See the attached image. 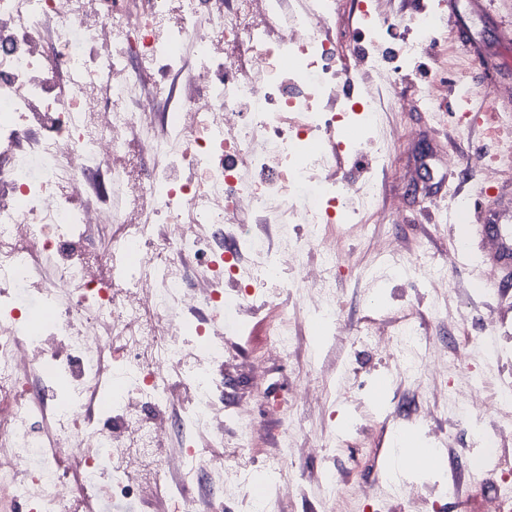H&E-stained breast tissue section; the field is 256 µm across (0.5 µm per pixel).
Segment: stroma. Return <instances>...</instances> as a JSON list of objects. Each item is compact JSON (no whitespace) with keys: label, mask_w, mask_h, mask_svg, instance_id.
Listing matches in <instances>:
<instances>
[{"label":"stroma","mask_w":512,"mask_h":512,"mask_svg":"<svg viewBox=\"0 0 512 512\" xmlns=\"http://www.w3.org/2000/svg\"><path fill=\"white\" fill-rule=\"evenodd\" d=\"M488 2V10L482 11L472 0H377L379 10L403 18L425 5L444 15L455 14L460 20V35L451 37L448 44L427 48L398 86L401 101L408 106L420 87H433L442 119L429 121L426 113L410 108L385 116L392 160L376 173L380 205L372 218L373 238L348 239L350 269L336 279L342 319L335 335L318 338L308 321L296 322L288 358H269L267 329L281 304L260 301L228 339L225 405L247 402L267 425L259 456L281 453L283 444H290L288 466L304 477L303 492L284 496L278 512H483L491 493L507 490L499 465L474 469L473 460L481 449L472 431L478 425L485 434L497 437L498 458L509 463L512 431L499 420L478 413L467 419L450 418L430 403L427 395L433 378L443 372L432 364L421 378L395 377L388 410H370L369 395L360 385L375 382L386 373V352L365 345L350 332L351 326L363 325L374 315L389 319L408 309L424 336L451 355L461 354L466 337H496L497 349L473 362L471 371L512 377V287L493 290L481 283L480 274L489 268V261L478 246L462 247L466 228L443 211L450 195L457 193L468 196L481 213L504 214L512 225V168H498L483 186L462 178L455 165L463 156L485 162L495 153V142L486 134L491 117L481 112L480 100L467 106L470 123L460 122L465 106L452 80L457 64L484 54L491 67L469 69L467 81L482 88L512 90V65L504 63L505 58H512V0ZM383 242L412 259L422 255L448 261L447 290L433 296L419 283L363 278L362 269L374 262ZM259 360L268 363V382L249 379L251 363ZM301 384L323 385L331 393L350 389L355 397L349 402L329 401L323 408L303 405L296 416L300 431L289 439L270 406L274 400L288 399ZM401 428L415 430L433 448H441L439 438L447 432H454L455 440L450 448H442L443 462L434 470L393 475L385 453ZM332 441L338 446L336 454L324 459L322 450ZM326 466L332 467L338 478L332 504L315 481ZM458 474L465 478L460 486L454 483ZM388 476L397 482H416L419 495L411 499L390 495L384 482ZM450 484L455 485V492L442 494V486Z\"/></svg>","instance_id":"obj_1"}]
</instances>
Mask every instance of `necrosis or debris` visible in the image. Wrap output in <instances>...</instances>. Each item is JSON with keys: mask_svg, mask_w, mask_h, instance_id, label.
Masks as SVG:
<instances>
[{"mask_svg": "<svg viewBox=\"0 0 512 512\" xmlns=\"http://www.w3.org/2000/svg\"><path fill=\"white\" fill-rule=\"evenodd\" d=\"M361 9L350 62L328 35L336 0H0V492L33 512L98 497L218 512L186 493L216 476L246 512H277L294 481L287 462L258 460L263 427L247 404L223 411L225 329L293 265L315 291L302 318L335 334L343 240L317 227L367 229L374 171L391 159L390 62L408 70L448 38L432 10ZM403 25L409 37L384 51ZM181 71L184 92L156 126L142 88ZM344 154L363 169L328 177ZM251 218L278 227L279 248ZM294 224L311 225L307 241L289 236ZM95 228L111 229L109 247L92 244ZM308 241L319 252L304 264ZM379 255L389 274L448 286L445 265ZM33 282L37 307L20 294ZM386 333L399 376L445 358L408 314L358 330ZM231 428L233 461L210 458ZM176 432L183 448L167 451Z\"/></svg>", "mask_w": 512, "mask_h": 512, "instance_id": "1", "label": "necrosis or debris"}]
</instances>
